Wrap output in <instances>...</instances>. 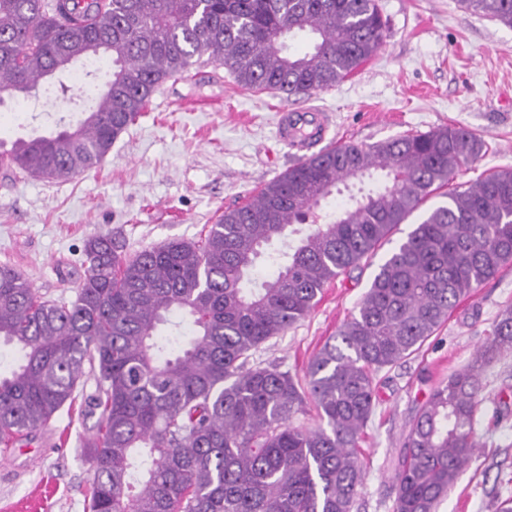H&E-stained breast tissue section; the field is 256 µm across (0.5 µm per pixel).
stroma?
Masks as SVG:
<instances>
[{
  "instance_id": "35a3bbf8",
  "label": "stroma",
  "mask_w": 512,
  "mask_h": 512,
  "mask_svg": "<svg viewBox=\"0 0 512 512\" xmlns=\"http://www.w3.org/2000/svg\"><path fill=\"white\" fill-rule=\"evenodd\" d=\"M386 23L381 49L336 87L298 100L248 90L224 67L203 63L167 80L150 106L96 167L65 182L0 175V266L21 273L47 300H74L88 237L119 239L126 253L174 238L198 239L228 207L288 171L297 156L275 136L276 114L328 112V145L372 144L457 125L485 147L457 182L512 168V27L462 0H377ZM90 66L79 62L0 105V141L58 131L88 99L72 90ZM374 267L325 286L314 310L254 351V362L304 367L354 313ZM512 307V265L464 300L421 350L384 370L380 403L366 429L364 488L353 512H391L409 422L431 388L468 363L492 323ZM93 376L47 428L0 448V512H85L90 466L83 444L97 417L87 404ZM482 448L438 512H493L512 495V402L494 428L478 424Z\"/></svg>"
}]
</instances>
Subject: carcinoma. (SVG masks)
<instances>
[{
  "label": "carcinoma",
  "instance_id": "cac0c4a2",
  "mask_svg": "<svg viewBox=\"0 0 512 512\" xmlns=\"http://www.w3.org/2000/svg\"><path fill=\"white\" fill-rule=\"evenodd\" d=\"M512 27V0H462ZM386 38L376 0H0V102L106 56L95 107L51 136L0 153L4 176L58 180L99 163L167 79L206 60L242 87L305 97L336 86ZM308 48L290 52V43ZM483 142L462 126L330 146L229 207L204 238L128 256L112 235L84 244L72 303L42 299L0 267V341L23 352L0 375V447L50 424L97 372L96 432L85 443L87 512H352L378 375L409 358L460 303L512 263V169L446 191ZM382 185L317 222L340 186ZM447 201L395 246L357 311L303 377L250 363L319 302L325 284L372 264L433 197ZM297 235L277 273L248 271ZM177 309L192 334L161 336ZM512 350V308L468 364L434 386L409 423L392 512H436L480 442L486 368ZM315 410L317 424L300 419Z\"/></svg>",
  "mask_w": 512,
  "mask_h": 512
}]
</instances>
